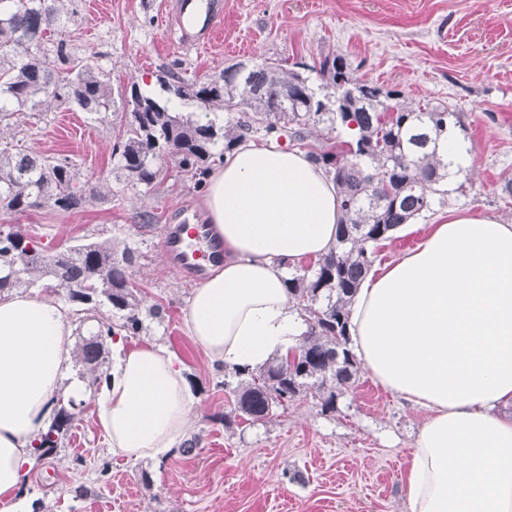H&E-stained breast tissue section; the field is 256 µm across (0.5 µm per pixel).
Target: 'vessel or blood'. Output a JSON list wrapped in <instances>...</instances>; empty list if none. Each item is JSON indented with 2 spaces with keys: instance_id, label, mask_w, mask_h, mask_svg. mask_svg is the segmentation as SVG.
<instances>
[{
  "instance_id": "b4317fda",
  "label": "vessel or blood",
  "mask_w": 512,
  "mask_h": 512,
  "mask_svg": "<svg viewBox=\"0 0 512 512\" xmlns=\"http://www.w3.org/2000/svg\"><path fill=\"white\" fill-rule=\"evenodd\" d=\"M173 9L182 48L197 52L211 48L224 18V0H174ZM208 235V225L187 214L180 223L168 225L163 247L177 274L200 278L222 261V245L209 242Z\"/></svg>"
}]
</instances>
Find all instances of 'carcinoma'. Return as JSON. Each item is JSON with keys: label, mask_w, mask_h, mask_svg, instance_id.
I'll use <instances>...</instances> for the list:
<instances>
[{"label": "carcinoma", "mask_w": 512, "mask_h": 512, "mask_svg": "<svg viewBox=\"0 0 512 512\" xmlns=\"http://www.w3.org/2000/svg\"><path fill=\"white\" fill-rule=\"evenodd\" d=\"M60 0H0V129L14 140L31 113L53 97L98 119L114 106L110 81L99 68L75 55L64 40H52L62 24ZM59 65L51 66L47 52ZM315 71L323 87L340 90V102L327 107L309 84ZM160 92L130 85L126 112L112 148V172L122 187L154 188L163 169L162 155L195 176L224 157L247 136L264 132L268 141L302 142L321 128L336 131L320 151L309 153L333 177L342 196L344 219L336 247L314 265L288 278V293L306 322L298 362L274 359L255 370H236L237 383L224 422L264 421L273 409L310 396L322 411L334 412L343 391L352 387L360 362L349 347V306L371 271L375 250L396 229L431 210L444 197L448 164L436 142L448 132L468 140L460 113L445 104L407 107L401 92L358 82L340 55L319 66L295 63L285 71L273 62L251 69L241 63L202 80L175 74L158 78ZM193 107L178 112L175 104ZM231 115L218 124L211 114ZM351 130L345 140L339 133ZM224 151L216 152L219 143ZM103 186L89 179L78 183V171L67 157L49 158L17 145L0 146V212L24 214L47 206L72 212L102 195ZM133 250L112 240L90 241L47 251L21 230H0V293L15 288H60L79 322H98L97 332L78 345L79 378L101 384L104 340L134 337L148 329L145 320L161 319V309L146 306L128 268ZM106 308L117 323L100 321ZM73 413L58 409L55 421L34 448L40 462L59 448L72 428Z\"/></svg>", "instance_id": "cac0c4a2"}]
</instances>
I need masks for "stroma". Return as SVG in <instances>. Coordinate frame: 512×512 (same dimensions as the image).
I'll use <instances>...</instances> for the list:
<instances>
[{"mask_svg":"<svg viewBox=\"0 0 512 512\" xmlns=\"http://www.w3.org/2000/svg\"><path fill=\"white\" fill-rule=\"evenodd\" d=\"M168 0H63L66 39L110 76L112 117L94 120L50 102L24 133L41 155L70 158L83 178L107 182L121 128L120 99L130 83L158 91L168 72L194 80L231 64L276 60L314 65L344 55L355 78L401 90L412 107L444 102L462 116L472 170L461 189L419 217L417 231L379 245L388 264L424 239L426 226L467 210L512 224V0H224V22L211 51L181 48ZM166 179L128 189L79 212L52 208L9 215L0 230L20 228L47 248L111 238L129 245V272L161 321L126 347L155 343L174 352L199 386L186 439L194 450L159 461L131 460L110 448L96 422L92 388L60 390L73 427L57 454L34 465L27 498L37 512H406L403 473L424 413L360 371L333 413L301 398L264 422L225 424L232 405L224 370L188 335L184 315L194 278L176 275L163 249L167 225L201 214L191 174L163 160ZM155 215L141 227L138 216Z\"/></svg>","mask_w":512,"mask_h":512,"instance_id":"obj_1","label":"stroma"}]
</instances>
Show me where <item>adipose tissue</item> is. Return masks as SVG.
Instances as JSON below:
<instances>
[{
    "instance_id": "adipose-tissue-1",
    "label": "adipose tissue",
    "mask_w": 512,
    "mask_h": 512,
    "mask_svg": "<svg viewBox=\"0 0 512 512\" xmlns=\"http://www.w3.org/2000/svg\"><path fill=\"white\" fill-rule=\"evenodd\" d=\"M202 209L224 261L195 284L189 336L212 363L255 369L306 326L288 264L336 244L341 195L305 152L243 143L208 178ZM351 345L386 390L426 417L403 481L407 512H512V224L449 214L420 245L368 276L350 306ZM53 298L0 295V512H25L34 441L50 426L73 353ZM195 397L166 348L121 349L97 392V420L130 459L165 456Z\"/></svg>"
}]
</instances>
